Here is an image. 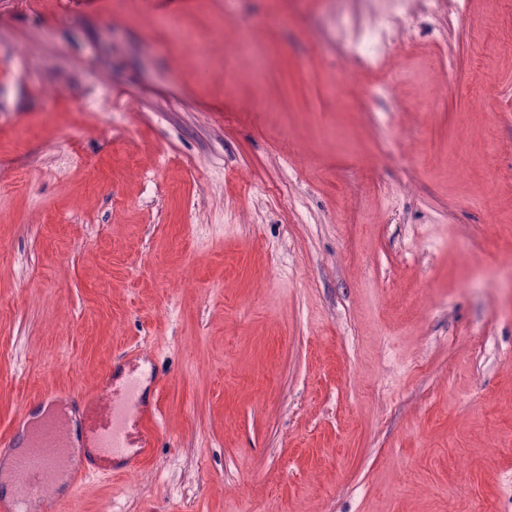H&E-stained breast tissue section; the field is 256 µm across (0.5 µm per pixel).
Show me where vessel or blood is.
<instances>
[{
    "instance_id": "vessel-or-blood-1",
    "label": "vessel or blood",
    "mask_w": 512,
    "mask_h": 512,
    "mask_svg": "<svg viewBox=\"0 0 512 512\" xmlns=\"http://www.w3.org/2000/svg\"><path fill=\"white\" fill-rule=\"evenodd\" d=\"M140 387L141 377L134 370L128 371L121 384L104 382L82 415L72 411L66 396H54L59 406L55 414L0 441L12 461V493L0 498V512H28L36 501L44 503V512H55L64 479L72 491H80L89 474L67 470L66 462L70 449L79 447L82 435H89L92 447L110 459L128 460L133 449L149 447L158 433L156 415L146 411Z\"/></svg>"
}]
</instances>
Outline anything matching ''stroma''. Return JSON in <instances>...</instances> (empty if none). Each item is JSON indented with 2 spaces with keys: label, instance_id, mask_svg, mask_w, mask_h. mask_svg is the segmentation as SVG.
I'll return each mask as SVG.
<instances>
[{
  "label": "stroma",
  "instance_id": "35a3bbf8",
  "mask_svg": "<svg viewBox=\"0 0 512 512\" xmlns=\"http://www.w3.org/2000/svg\"><path fill=\"white\" fill-rule=\"evenodd\" d=\"M398 8L0 0V440L161 374L61 512H512V0Z\"/></svg>",
  "mask_w": 512,
  "mask_h": 512
}]
</instances>
